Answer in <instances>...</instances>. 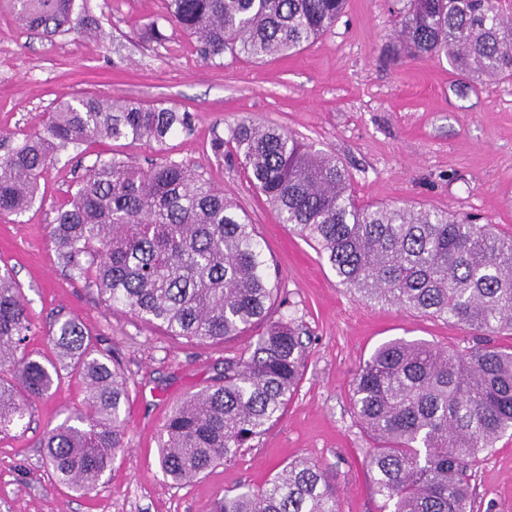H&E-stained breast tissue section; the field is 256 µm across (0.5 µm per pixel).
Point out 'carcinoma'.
I'll return each instance as SVG.
<instances>
[{
    "instance_id": "obj_1",
    "label": "carcinoma",
    "mask_w": 512,
    "mask_h": 512,
    "mask_svg": "<svg viewBox=\"0 0 512 512\" xmlns=\"http://www.w3.org/2000/svg\"><path fill=\"white\" fill-rule=\"evenodd\" d=\"M347 0H167L166 20L219 65L224 54L263 62L299 53L330 31ZM388 51L445 58L472 84L512 80V0H400ZM18 22L46 35L99 33L75 0H8ZM193 114L132 98L76 93L41 128L0 154V212L21 214L58 154L91 139L163 144L189 134ZM212 156H233L277 215L309 241L339 282L366 301L451 320L486 336L512 331V235L434 208L362 203L346 166L288 129L240 120L214 131ZM48 237L59 264L101 299L189 344L226 342L260 326L246 353L224 359L221 383L176 407L164 425L163 474L192 480L234 456L277 420L306 360L295 321L274 317L280 296L241 206L172 154L135 167L98 158L58 206ZM23 288L0 272V434L61 382L27 352ZM49 341L88 389V411L44 437L57 481L92 490L126 447L128 388L117 359L80 323ZM353 410L374 440L375 493L389 512H474L471 468L512 432V351L485 341L462 352L402 338L359 366ZM215 512H340L314 463L286 464L259 486L227 489Z\"/></svg>"
}]
</instances>
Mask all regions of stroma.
I'll return each mask as SVG.
<instances>
[{
    "label": "stroma",
    "instance_id": "stroma-1",
    "mask_svg": "<svg viewBox=\"0 0 512 512\" xmlns=\"http://www.w3.org/2000/svg\"><path fill=\"white\" fill-rule=\"evenodd\" d=\"M86 8L102 22L99 37L47 39L23 29L0 0V154L75 92L165 101L191 111L194 128L163 145L95 140L62 152L41 182V202L18 215L0 213V269H10L24 290L33 323L28 351L55 359L48 332L57 319H75L121 360L129 390L127 447L90 492L61 485L41 448L48 428L85 408L77 377L65 376L20 426L0 435V512H212L220 492L261 484L296 458L323 470L340 512H380L367 465L373 442L351 404L360 362L395 338L465 350L473 332L346 290L316 249L279 223L241 167L214 160L210 140L244 118L283 126L346 164L362 202L477 215L510 235L512 81L473 87L447 60L389 57L396 0H348L335 27L296 55L258 63L228 54L220 65L200 58L167 22L165 0H86ZM152 21L163 27L164 42L144 40ZM165 151L201 165L249 215L307 346L303 376L281 418L189 483L160 469L163 425L176 404L218 383L225 358L245 353L249 337L192 346L165 336L72 279L47 236L55 207L97 157L143 166ZM471 487L474 512H512V436L480 454Z\"/></svg>",
    "mask_w": 512,
    "mask_h": 512
}]
</instances>
